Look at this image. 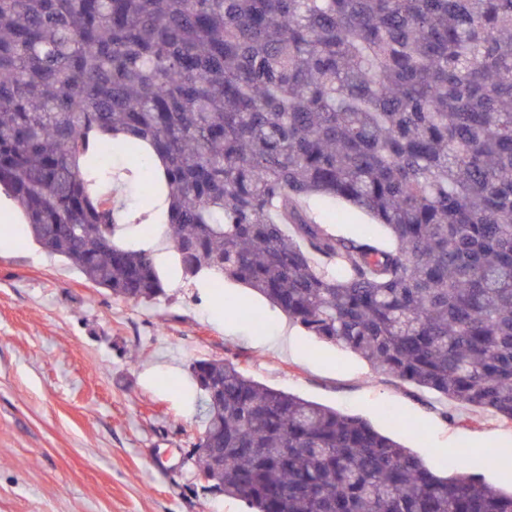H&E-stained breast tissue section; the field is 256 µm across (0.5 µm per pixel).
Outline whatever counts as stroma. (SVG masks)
I'll return each instance as SVG.
<instances>
[{
  "label": "stroma",
  "instance_id": "obj_1",
  "mask_svg": "<svg viewBox=\"0 0 512 512\" xmlns=\"http://www.w3.org/2000/svg\"><path fill=\"white\" fill-rule=\"evenodd\" d=\"M336 235L384 226L341 201L313 198ZM163 295L122 300L95 287L33 239L0 245V512H247L196 480L201 430L189 367L218 358L269 387L366 419L386 430V411L409 425L394 439L431 467L463 454L462 472L512 490V424L491 411L379 374L350 350L322 342L235 281L185 280L163 251ZM240 306L226 314L225 301Z\"/></svg>",
  "mask_w": 512,
  "mask_h": 512
}]
</instances>
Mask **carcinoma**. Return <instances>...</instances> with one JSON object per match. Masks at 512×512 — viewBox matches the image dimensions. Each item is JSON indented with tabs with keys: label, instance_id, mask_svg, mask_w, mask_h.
Returning a JSON list of instances; mask_svg holds the SVG:
<instances>
[{
	"label": "carcinoma",
	"instance_id": "carcinoma-1",
	"mask_svg": "<svg viewBox=\"0 0 512 512\" xmlns=\"http://www.w3.org/2000/svg\"><path fill=\"white\" fill-rule=\"evenodd\" d=\"M141 234L376 371L512 423V0H0V192L33 240L147 302ZM342 199L394 246L308 210ZM196 477L249 512H512L365 419L190 365ZM122 195L124 196V199L127 204V215L128 218L125 221L128 224L127 228L125 229V234L127 236V239L129 241H135L137 239L136 233H138L137 224L135 223V217L138 215L140 211V201L138 196V186L135 181H131L126 183L122 187Z\"/></svg>",
	"mask_w": 512,
	"mask_h": 512
}]
</instances>
